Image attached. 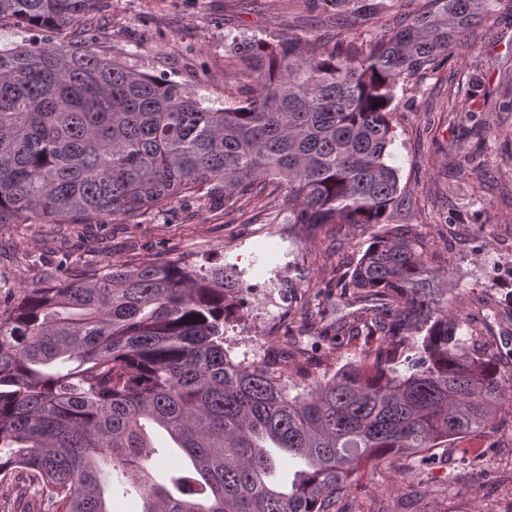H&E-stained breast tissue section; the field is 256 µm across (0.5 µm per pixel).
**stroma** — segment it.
<instances>
[{
    "label": "stroma",
    "instance_id": "obj_1",
    "mask_svg": "<svg viewBox=\"0 0 512 512\" xmlns=\"http://www.w3.org/2000/svg\"><path fill=\"white\" fill-rule=\"evenodd\" d=\"M379 14L340 19L317 0H101L87 21L94 47L157 77L196 80L224 104L233 38H296L317 47L386 37L398 12L426 0H385ZM390 164L408 198L390 231L414 241L447 290L453 311L477 328L474 347L512 379V0L438 59L401 80L392 104ZM372 231L284 223L274 204L228 210L191 197L108 224H1L0 309L24 290L116 261L237 264L246 304L224 337L236 359L267 351L289 371L316 373L364 361L376 339L345 331L357 307L328 296L349 277ZM337 338H330V331ZM262 337L254 347L252 337ZM480 460L462 442L434 449V463L378 464L340 512H512V414L482 439Z\"/></svg>",
    "mask_w": 512,
    "mask_h": 512
}]
</instances>
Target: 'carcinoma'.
Returning <instances> with one entry per match:
<instances>
[{
	"instance_id": "cac0c4a2",
	"label": "carcinoma",
	"mask_w": 512,
	"mask_h": 512,
	"mask_svg": "<svg viewBox=\"0 0 512 512\" xmlns=\"http://www.w3.org/2000/svg\"><path fill=\"white\" fill-rule=\"evenodd\" d=\"M494 2L427 0L358 47L239 41L237 96L214 107L97 51L82 33L99 0H0V25L54 34L0 48V224H103L202 193L226 208L275 194L289 224H389L403 203L388 163L396 84ZM434 279L412 241L374 235L336 292L385 343L331 375L299 369V384L224 347L247 291L235 264L110 261L31 288L0 310V486L26 476L38 512H110L115 486L142 512H334L370 465L421 467L512 407ZM148 422L192 464L171 474L176 496L152 477ZM274 448L301 464L286 489L268 481Z\"/></svg>"
}]
</instances>
